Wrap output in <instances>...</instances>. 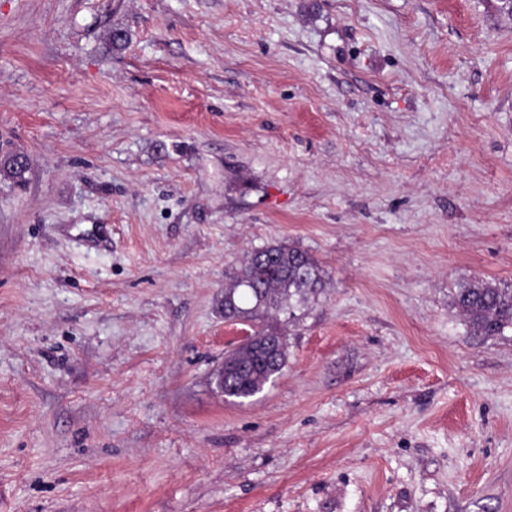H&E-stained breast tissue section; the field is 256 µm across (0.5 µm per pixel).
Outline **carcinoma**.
<instances>
[{
  "instance_id": "carcinoma-1",
  "label": "carcinoma",
  "mask_w": 512,
  "mask_h": 512,
  "mask_svg": "<svg viewBox=\"0 0 512 512\" xmlns=\"http://www.w3.org/2000/svg\"><path fill=\"white\" fill-rule=\"evenodd\" d=\"M322 286V269L316 260L286 243L253 250L229 274L222 301L224 321L250 326L256 341L225 353L224 366L216 374L224 397H253L281 375L287 364L288 338L278 327L277 316L294 315L295 307ZM452 302L474 336L493 338L512 331V288L479 280L458 289Z\"/></svg>"
}]
</instances>
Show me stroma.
<instances>
[{
	"label": "stroma",
	"instance_id": "35a3bbf8",
	"mask_svg": "<svg viewBox=\"0 0 512 512\" xmlns=\"http://www.w3.org/2000/svg\"><path fill=\"white\" fill-rule=\"evenodd\" d=\"M121 31L126 41L114 47ZM0 512H512L504 0H0ZM324 286L229 400L221 303ZM323 271L300 247L274 243L250 252L229 274L222 307L226 322L246 324L239 342L256 337L253 344H237L224 355L216 384L225 398L247 399L281 375L287 364L288 337L277 323L280 313L293 316L297 305L323 286ZM287 337V338H286ZM452 302L472 335L493 338L512 332V288L479 280L459 288Z\"/></svg>",
	"mask_w": 512,
	"mask_h": 512
}]
</instances>
